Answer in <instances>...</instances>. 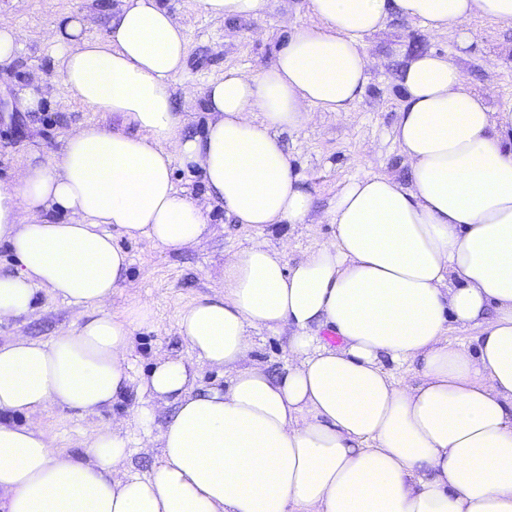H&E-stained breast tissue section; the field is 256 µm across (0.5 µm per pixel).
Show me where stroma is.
<instances>
[{"mask_svg": "<svg viewBox=\"0 0 512 512\" xmlns=\"http://www.w3.org/2000/svg\"><path fill=\"white\" fill-rule=\"evenodd\" d=\"M113 2L0 0V16L16 24L24 35L18 57L0 65V186L11 183L14 170L30 154L55 158L75 125L98 123L111 130L121 129L119 117L93 111L72 99L62 81L55 52L47 43V32L57 20L85 9L95 15L89 36L104 37ZM164 2L187 38L186 65L176 81L180 91L198 92L225 75L261 71L272 63L290 32L315 22L308 0H270L264 16L240 21L209 17L198 0ZM470 33V44L462 50L457 33L435 34L414 21L390 20L384 32L360 43L374 64L361 100L349 113L339 118L321 112L306 128L281 134L294 172L313 198L309 223L296 227L282 224L265 235L273 245L287 241L288 263H295L308 249L333 237L335 227L328 211L346 182L373 174L407 179L408 164L394 139V129L404 98L398 84L400 69L413 54L432 50L448 56L463 71L471 89L490 92L496 105L512 101V29L477 18L470 23ZM37 77L43 82L41 108L31 112L24 99ZM210 222L212 234L203 246L177 251L147 239L117 236L131 264L107 310L118 315L128 303L147 300L154 307V323L134 331L129 357L131 386L111 409L88 415L53 408L42 414V425L57 450L82 456L84 443L117 415L126 420L122 432L129 440L133 464L140 473L150 472L160 451L146 447L142 430L131 420L143 400V379L157 358L189 356L190 349L177 330L178 312L219 293L225 255L257 237L256 230L237 223L220 208L212 211ZM91 314V309L70 305L42 290L27 316L0 323V344L17 336L46 340L58 331L76 328Z\"/></svg>", "mask_w": 512, "mask_h": 512, "instance_id": "obj_1", "label": "stroma"}]
</instances>
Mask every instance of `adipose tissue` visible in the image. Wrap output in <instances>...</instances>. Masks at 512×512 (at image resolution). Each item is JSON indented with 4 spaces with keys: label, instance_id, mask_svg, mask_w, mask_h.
Masks as SVG:
<instances>
[{
    "label": "adipose tissue",
    "instance_id": "1",
    "mask_svg": "<svg viewBox=\"0 0 512 512\" xmlns=\"http://www.w3.org/2000/svg\"><path fill=\"white\" fill-rule=\"evenodd\" d=\"M309 8L316 25L269 67L206 85L200 134L176 110L187 42L163 0H115L102 38L86 10L49 30L72 97L123 128L77 125L58 158L31 154L0 187V243L18 263L0 274V322L41 290L98 310L49 341L0 345V512H512V103L492 107L433 52L400 73L409 179L350 181L328 212L332 240L291 265L260 237L225 258L222 292L178 313L194 362L225 381L199 390L194 362L157 360L134 415L161 452L150 474L132 472L119 430H98L77 458L37 421L52 406L99 413L131 382L133 332L154 310L103 313L130 264L114 232L197 246L216 206L260 234L307 223L312 197L280 135L361 99L363 38L396 17L458 32L463 49L472 19L512 28V0ZM178 166L202 172V197L177 189ZM453 325L478 327L474 344L450 343ZM281 329L288 362L271 371L252 359L255 336ZM404 364L415 382L393 375ZM159 407L173 415L157 429Z\"/></svg>",
    "mask_w": 512,
    "mask_h": 512
}]
</instances>
